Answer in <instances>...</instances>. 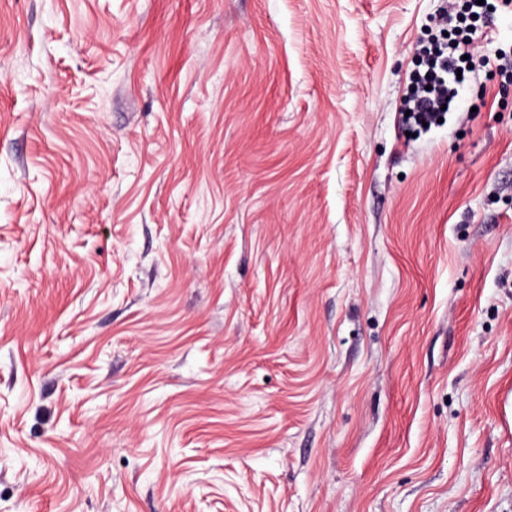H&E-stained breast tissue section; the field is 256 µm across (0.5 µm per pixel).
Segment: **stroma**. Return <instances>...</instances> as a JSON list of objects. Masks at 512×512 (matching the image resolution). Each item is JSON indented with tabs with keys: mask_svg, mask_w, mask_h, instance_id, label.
I'll use <instances>...</instances> for the list:
<instances>
[{
	"mask_svg": "<svg viewBox=\"0 0 512 512\" xmlns=\"http://www.w3.org/2000/svg\"><path fill=\"white\" fill-rule=\"evenodd\" d=\"M443 4L0 0V512H512V84L397 125Z\"/></svg>",
	"mask_w": 512,
	"mask_h": 512,
	"instance_id": "1",
	"label": "stroma"
}]
</instances>
